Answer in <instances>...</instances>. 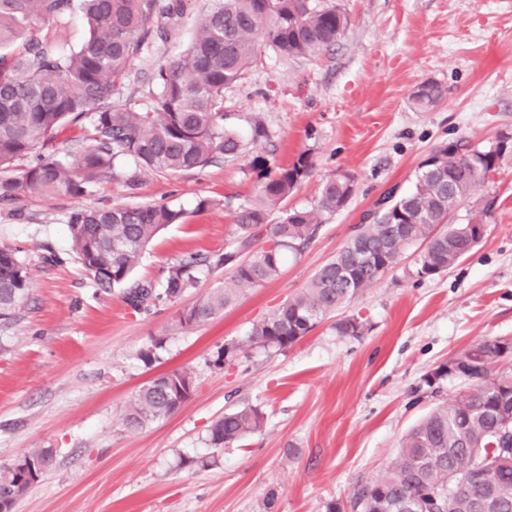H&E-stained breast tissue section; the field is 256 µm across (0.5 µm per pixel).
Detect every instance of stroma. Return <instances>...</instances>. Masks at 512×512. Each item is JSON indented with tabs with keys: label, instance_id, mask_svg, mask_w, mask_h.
<instances>
[{
	"label": "stroma",
	"instance_id": "stroma-1",
	"mask_svg": "<svg viewBox=\"0 0 512 512\" xmlns=\"http://www.w3.org/2000/svg\"><path fill=\"white\" fill-rule=\"evenodd\" d=\"M349 17L341 41L294 59L262 49L224 91L230 123L248 132L260 114L269 131L251 157L269 167L310 152V176L270 212L311 207L319 184L352 173L357 193L320 226L280 276L246 292L235 306L192 331L177 327L182 303L135 314L122 288L97 293L71 251L67 224L78 207L167 204L183 210L144 252L133 278L159 281L189 254L220 255L233 241L237 207L253 199L257 174L247 160L166 174L136 168L135 185L108 182L85 200L32 196L0 203V247L16 249L31 290L17 320L0 330V467L31 448L56 461L19 496L12 512H327L349 504L382 477L403 437L432 408L470 381L426 385L440 364L483 338L512 342V160L476 194L492 205L481 242L462 261L416 279L414 261L365 288L346 308L357 335L320 322L287 350H249L233 365L213 364L227 343L244 344L254 323L302 288L330 260L354 224L389 187L408 191L436 146L483 145L512 131V0H338ZM213 0H184L170 41L152 42L113 100L153 104V71L196 33ZM434 80L445 90L426 110L411 100ZM211 205L199 209L200 200ZM159 339L153 364L141 350ZM187 368L191 399L137 434L122 413L154 376ZM251 405L260 431L232 447L209 442L212 423Z\"/></svg>",
	"mask_w": 512,
	"mask_h": 512
}]
</instances>
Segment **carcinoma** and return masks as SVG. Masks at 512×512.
Instances as JSON below:
<instances>
[{
    "instance_id": "obj_1",
    "label": "carcinoma",
    "mask_w": 512,
    "mask_h": 512,
    "mask_svg": "<svg viewBox=\"0 0 512 512\" xmlns=\"http://www.w3.org/2000/svg\"><path fill=\"white\" fill-rule=\"evenodd\" d=\"M182 0H0V46L15 41L31 23L40 36L17 54L0 53V169L36 155L17 174L0 178V200L33 195L84 197L106 180L120 179L123 160L160 173H179L224 159L246 157L248 143L224 123V88L242 78L268 46L284 57L308 58L334 47L349 18L328 0H216L191 42L155 73L158 97L145 109L111 102L133 59L151 37H167L165 20ZM86 26L80 43L69 42L72 15ZM443 96L426 80L412 95L426 109ZM68 126L84 132L82 145L59 156L51 150ZM505 161L496 140L475 147L463 138L439 145L415 174L414 187L390 190L365 221L354 226L336 255L307 285L254 324L249 347L284 351L322 319L348 306L369 285L395 268L402 253L425 245L413 275H438L480 242L491 206L473 200L477 187ZM304 151L289 164L267 168L255 157L256 197L239 206L235 239L216 260L191 254L167 268L160 286L133 282L146 247L183 213L165 204L85 206L68 217L71 248L90 279L105 293L125 287L138 312L173 302L197 287L202 268L225 266L224 287L198 297L178 315L191 330L233 306L246 291L275 280L283 257L297 253L320 224L343 210L357 192L350 173L324 180L310 209H288L276 222L270 210L311 174ZM28 268L16 252L0 247V325L8 326L28 298ZM246 350L227 344L217 351L222 368ZM512 343L483 339L439 365L426 383L444 377L476 382L449 404L431 410L404 436L385 475L354 493V512H512ZM193 373L165 374V383L142 386L126 406L123 425L136 433L174 414L192 396ZM264 416L244 406L215 420L209 441L228 448L262 427ZM51 448H34L0 468V512H11L20 495L45 474Z\"/></svg>"
}]
</instances>
